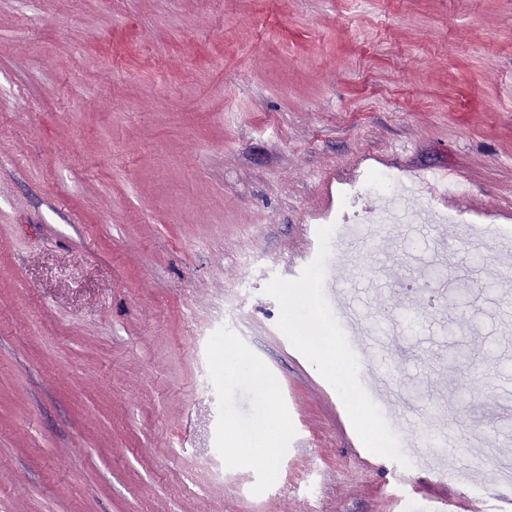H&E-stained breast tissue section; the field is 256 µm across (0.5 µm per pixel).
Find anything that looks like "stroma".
Segmentation results:
<instances>
[{"label": "stroma", "instance_id": "obj_1", "mask_svg": "<svg viewBox=\"0 0 512 512\" xmlns=\"http://www.w3.org/2000/svg\"><path fill=\"white\" fill-rule=\"evenodd\" d=\"M443 163L481 235L371 193L276 275L343 182ZM511 218L512 0H0V512H421L376 439L441 430L512 512ZM329 278L395 343L368 429Z\"/></svg>", "mask_w": 512, "mask_h": 512}]
</instances>
